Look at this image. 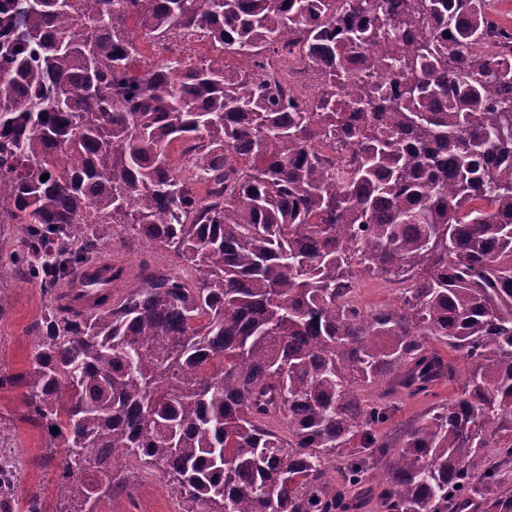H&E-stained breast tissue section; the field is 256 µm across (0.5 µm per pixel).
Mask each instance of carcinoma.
<instances>
[{
	"label": "carcinoma",
	"instance_id": "obj_1",
	"mask_svg": "<svg viewBox=\"0 0 512 512\" xmlns=\"http://www.w3.org/2000/svg\"><path fill=\"white\" fill-rule=\"evenodd\" d=\"M489 2L0 0L11 263L97 289L91 314L54 297L0 375L61 443L56 512L135 470L185 512H512V26ZM175 39L247 66L143 59ZM290 58L322 75L310 105L268 74ZM115 224L193 277L111 301L124 268H88ZM364 276L399 305L352 307ZM391 396L429 408L389 438Z\"/></svg>",
	"mask_w": 512,
	"mask_h": 512
}]
</instances>
